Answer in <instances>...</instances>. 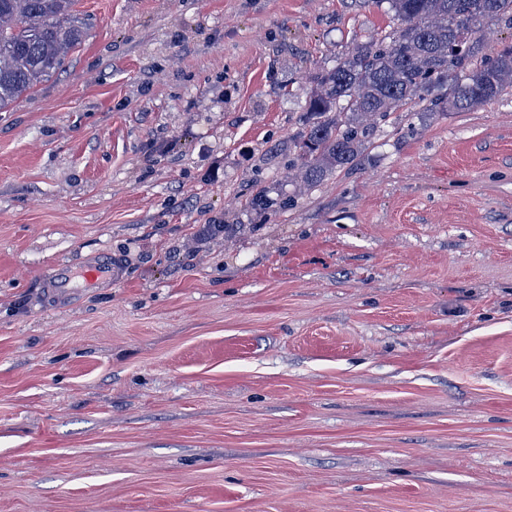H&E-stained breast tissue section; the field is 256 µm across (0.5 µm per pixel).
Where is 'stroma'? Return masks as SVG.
I'll use <instances>...</instances> for the list:
<instances>
[{
  "label": "stroma",
  "instance_id": "1",
  "mask_svg": "<svg viewBox=\"0 0 512 512\" xmlns=\"http://www.w3.org/2000/svg\"><path fill=\"white\" fill-rule=\"evenodd\" d=\"M77 8L0 111V512H512V95L299 194L269 150L387 0ZM112 267L106 266H84L75 267L67 265L58 269L51 281V288L58 293L67 294L80 282H94L98 280H111Z\"/></svg>",
  "mask_w": 512,
  "mask_h": 512
}]
</instances>
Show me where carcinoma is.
I'll return each mask as SVG.
<instances>
[{"mask_svg":"<svg viewBox=\"0 0 512 512\" xmlns=\"http://www.w3.org/2000/svg\"><path fill=\"white\" fill-rule=\"evenodd\" d=\"M77 0H0V110L62 69L85 42ZM397 27L368 38L330 69L310 76L303 128L288 138V175L310 190L357 165L377 124L398 108L424 103L430 112L473 110L512 94V44L483 53V24H512V0H387ZM263 189L252 208L276 213Z\"/></svg>","mask_w":512,"mask_h":512,"instance_id":"carcinoma-1","label":"carcinoma"}]
</instances>
